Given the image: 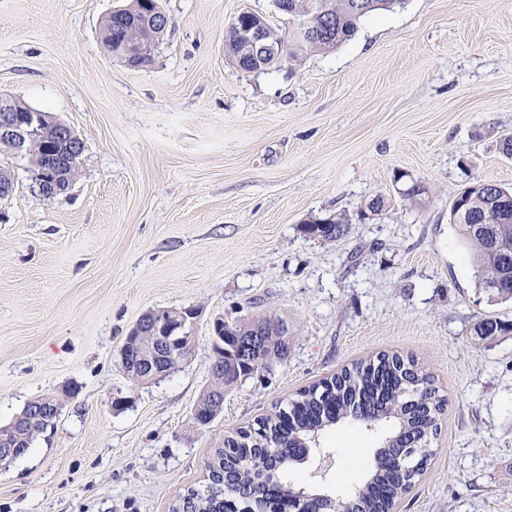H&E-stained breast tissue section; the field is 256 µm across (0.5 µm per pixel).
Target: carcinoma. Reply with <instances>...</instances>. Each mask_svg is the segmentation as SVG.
Here are the masks:
<instances>
[{
  "label": "carcinoma",
  "instance_id": "obj_1",
  "mask_svg": "<svg viewBox=\"0 0 512 512\" xmlns=\"http://www.w3.org/2000/svg\"><path fill=\"white\" fill-rule=\"evenodd\" d=\"M404 0H280L279 13L288 18V33L269 28L270 39L288 43L285 62L295 65L309 52H329L350 40L364 18L381 11H391ZM320 4L334 5L331 32L322 42L305 34V28L323 24L325 14ZM103 41L108 51L134 34L120 11L112 12L103 22ZM60 152L56 143L50 145L35 139L29 146L32 178H37ZM426 187L416 181L401 193L403 200L413 208L425 207ZM465 216L451 210L450 221L469 248L478 276V287L491 290L501 300L512 299V190L498 184L477 180L459 193ZM474 224H488L499 230L506 249L494 252L483 236L472 229ZM347 220L315 221L303 224L304 231L324 240L343 235ZM285 323L278 315L258 314L252 319H238L222 325L224 347L214 346L216 356L224 358L234 378L226 383L251 375L262 368V361L252 356L255 347L264 348L266 355L282 360L288 353L283 336H256L252 321ZM512 332V323L498 317H487L474 326L478 343L488 346ZM444 410V402L436 394L431 376L406 363L397 354H379L374 359L343 368L299 393V398L286 407L268 414L254 424L241 427L224 436L222 446L213 450L207 464L208 481L191 488L171 507L170 512H226L225 507H238L240 512H267L271 500L262 481V472L268 468L266 449L278 445L286 463L280 473L277 506L301 507V496L308 487L288 481V470L296 465L298 454L311 435L336 425L342 420L375 424L386 421L392 425V435L378 449L373 473L358 490L354 499L355 512H387L392 504L408 493L423 476L430 452L413 440L430 436L437 430V420ZM39 427L19 429L5 436L13 456L0 459V466H8L24 456ZM405 455L413 460V469L399 473L390 469L386 460Z\"/></svg>",
  "mask_w": 512,
  "mask_h": 512
}]
</instances>
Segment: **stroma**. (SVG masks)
<instances>
[{
	"instance_id": "obj_1",
	"label": "stroma",
	"mask_w": 512,
	"mask_h": 512,
	"mask_svg": "<svg viewBox=\"0 0 512 512\" xmlns=\"http://www.w3.org/2000/svg\"><path fill=\"white\" fill-rule=\"evenodd\" d=\"M124 3L0 0V90L84 142L50 198L28 157L0 155L14 177L0 199V426L37 398L61 407L0 470V512H169L225 432L383 351L414 359L446 400L398 512H512V335L488 348L473 331L483 314L512 320V301L478 288L450 222L472 181L512 187V0H406L333 52L256 72L225 59L224 37L243 11L287 31L272 0H159L171 24L140 69L102 40ZM414 181L420 211L400 200ZM340 214L338 241L303 230ZM188 306L202 310L195 355L132 380L130 328ZM258 307L287 318V356L197 426L213 320ZM387 431L324 433L302 470L332 456L318 484L351 500Z\"/></svg>"
}]
</instances>
